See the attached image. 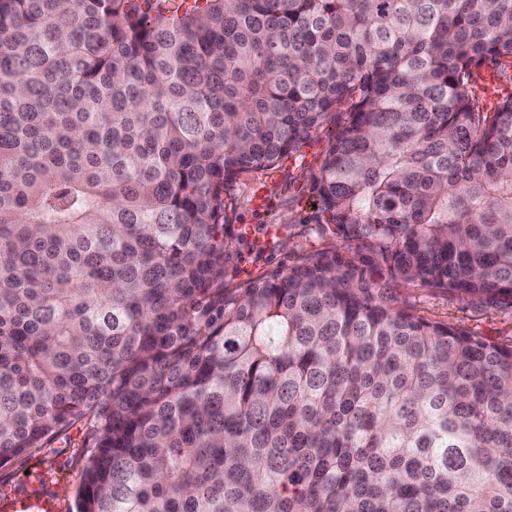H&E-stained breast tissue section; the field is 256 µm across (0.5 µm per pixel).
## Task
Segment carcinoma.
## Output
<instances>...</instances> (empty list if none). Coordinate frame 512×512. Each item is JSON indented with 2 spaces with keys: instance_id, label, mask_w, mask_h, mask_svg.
I'll use <instances>...</instances> for the list:
<instances>
[{
  "instance_id": "cac0c4a2",
  "label": "carcinoma",
  "mask_w": 512,
  "mask_h": 512,
  "mask_svg": "<svg viewBox=\"0 0 512 512\" xmlns=\"http://www.w3.org/2000/svg\"><path fill=\"white\" fill-rule=\"evenodd\" d=\"M512 0H0V471L72 512H512ZM315 230L224 287V194L319 130ZM381 288L391 302L417 317L459 326L491 341L512 342V311L491 309L475 311L466 301L446 292L420 288L414 284L392 281L385 277ZM87 432V425L77 422L66 432L64 441L37 451L26 464L25 471L18 467L0 472V490L4 487L15 490L0 492V512L61 511L58 499L49 490L52 476L42 469L33 471L27 477L25 488L16 491L34 459L60 470V476L52 487L54 494L66 506L63 512H68L73 503L74 492L82 480V466L88 449L85 447Z\"/></svg>"
}]
</instances>
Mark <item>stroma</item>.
Masks as SVG:
<instances>
[{
  "instance_id": "obj_1",
  "label": "stroma",
  "mask_w": 512,
  "mask_h": 512,
  "mask_svg": "<svg viewBox=\"0 0 512 512\" xmlns=\"http://www.w3.org/2000/svg\"><path fill=\"white\" fill-rule=\"evenodd\" d=\"M327 147L325 134H316L305 145L299 161L287 160L272 170L243 174L225 194L237 250L236 258L225 270V284L233 286L250 277L286 269L301 254L329 247V240L312 231L314 183L320 176ZM258 193L265 198L261 209L254 205ZM381 286L395 306L415 316L459 326L495 342H512L511 310L480 312L448 293L387 278L382 279ZM87 432L86 424L75 423L64 441L35 454L36 459L59 470L53 491L68 506L82 480Z\"/></svg>"
}]
</instances>
